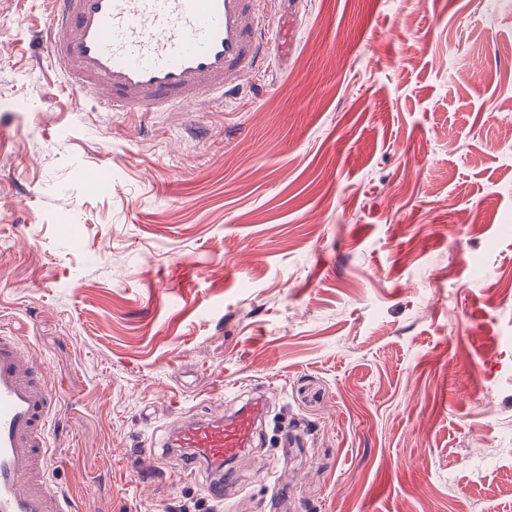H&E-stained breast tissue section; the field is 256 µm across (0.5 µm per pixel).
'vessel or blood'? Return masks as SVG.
Segmentation results:
<instances>
[{"label":"vessel or blood","instance_id":"obj_1","mask_svg":"<svg viewBox=\"0 0 512 512\" xmlns=\"http://www.w3.org/2000/svg\"><path fill=\"white\" fill-rule=\"evenodd\" d=\"M282 0H48L47 63L106 112H190L237 92L287 47ZM255 399L181 422L168 448L214 468L253 445ZM59 396L19 337L0 331V512H75L50 475Z\"/></svg>","mask_w":512,"mask_h":512}]
</instances>
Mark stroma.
I'll list each match as a JSON object with an SVG mask.
<instances>
[{
    "label": "stroma",
    "instance_id": "stroma-1",
    "mask_svg": "<svg viewBox=\"0 0 512 512\" xmlns=\"http://www.w3.org/2000/svg\"><path fill=\"white\" fill-rule=\"evenodd\" d=\"M46 10L0 5V330L77 512H512V0L283 5L287 55L194 112L75 102ZM254 392L223 504L141 456Z\"/></svg>",
    "mask_w": 512,
    "mask_h": 512
}]
</instances>
